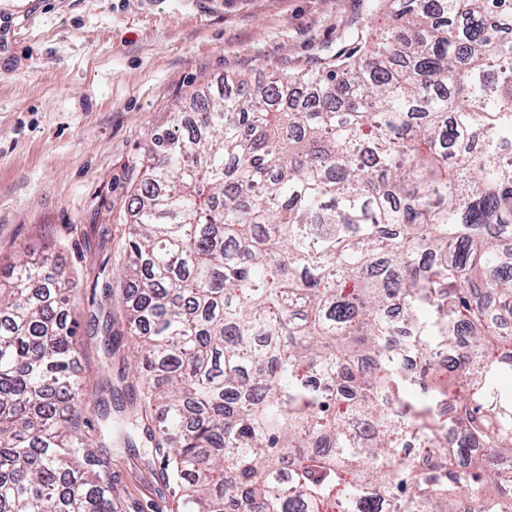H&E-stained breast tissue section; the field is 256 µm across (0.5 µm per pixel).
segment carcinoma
<instances>
[{
  "instance_id": "carcinoma-1",
  "label": "carcinoma",
  "mask_w": 512,
  "mask_h": 512,
  "mask_svg": "<svg viewBox=\"0 0 512 512\" xmlns=\"http://www.w3.org/2000/svg\"><path fill=\"white\" fill-rule=\"evenodd\" d=\"M384 8L373 41L203 91L144 150L105 342L176 512H512V0ZM81 349L49 259L13 263L0 512H115L95 449L124 405L85 434ZM412 434L434 463L396 475Z\"/></svg>"
}]
</instances>
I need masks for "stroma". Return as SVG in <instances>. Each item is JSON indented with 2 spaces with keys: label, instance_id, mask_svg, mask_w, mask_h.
I'll list each match as a JSON object with an SVG mask.
<instances>
[{
  "label": "stroma",
  "instance_id": "1",
  "mask_svg": "<svg viewBox=\"0 0 512 512\" xmlns=\"http://www.w3.org/2000/svg\"><path fill=\"white\" fill-rule=\"evenodd\" d=\"M0 11V270L51 257L79 305L78 365L90 395L104 369L99 322L120 328L116 286L141 158L197 90L245 75L265 80L332 62L343 37L379 27L373 0H28ZM116 512H171L147 445L106 460Z\"/></svg>",
  "mask_w": 512,
  "mask_h": 512
}]
</instances>
